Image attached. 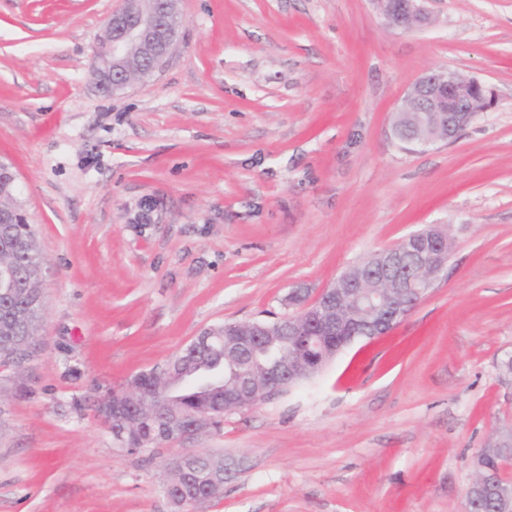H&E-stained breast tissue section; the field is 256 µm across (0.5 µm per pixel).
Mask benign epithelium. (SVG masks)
I'll return each mask as SVG.
<instances>
[{"instance_id":"benign-epithelium-1","label":"benign epithelium","mask_w":512,"mask_h":512,"mask_svg":"<svg viewBox=\"0 0 512 512\" xmlns=\"http://www.w3.org/2000/svg\"><path fill=\"white\" fill-rule=\"evenodd\" d=\"M422 0H377L378 9L389 27L412 31L430 23ZM181 17L178 0H123L112 11L106 28V52L99 58L97 85L105 94L128 86L124 63L136 48L144 59L164 62L174 44L167 42L163 20ZM492 92L475 79L451 70L429 71L408 92L400 112H419V121L410 127L391 124V136L404 146L427 148L439 142H451L476 116L491 104ZM448 234L440 225L430 233L415 232L398 245L376 253L373 261L355 276L341 274L309 306L300 309L288 327L290 340L303 348L313 337L311 326L318 327L324 339L341 337L339 347H346L356 336L345 335L347 323L364 314L373 320V338L388 335L419 304L447 265ZM283 337L272 338L266 327L251 322L224 338V380L221 391L224 411L254 407L263 398L278 393L276 374L291 380L303 379L319 368L310 361L284 356ZM151 395L137 378L105 395L99 409L101 420L123 423L122 432L138 437L144 447L152 434L141 430L143 423L154 419ZM212 425L207 412H190L177 416L175 438L194 439Z\"/></svg>"}]
</instances>
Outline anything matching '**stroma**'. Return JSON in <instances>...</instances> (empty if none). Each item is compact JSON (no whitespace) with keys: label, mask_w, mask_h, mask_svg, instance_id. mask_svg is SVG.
<instances>
[{"label":"stroma","mask_w":512,"mask_h":512,"mask_svg":"<svg viewBox=\"0 0 512 512\" xmlns=\"http://www.w3.org/2000/svg\"><path fill=\"white\" fill-rule=\"evenodd\" d=\"M119 3L0 0V159L45 304L35 356L0 369V512H174L177 443L126 453L97 399L429 224L448 265L390 335L193 440L237 469L194 512H466L474 456L512 428V0H426L409 32L375 0H181L175 52L106 96L93 46ZM438 69L495 102L405 151L392 115Z\"/></svg>","instance_id":"stroma-1"}]
</instances>
